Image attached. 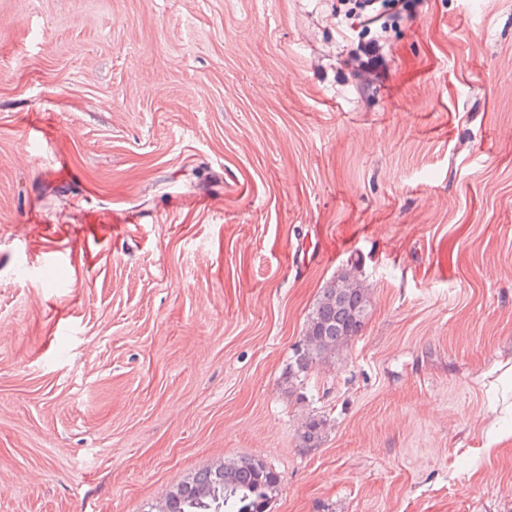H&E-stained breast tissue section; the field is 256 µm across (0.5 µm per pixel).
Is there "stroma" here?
I'll return each instance as SVG.
<instances>
[{"label":"stroma","instance_id":"stroma-1","mask_svg":"<svg viewBox=\"0 0 512 512\" xmlns=\"http://www.w3.org/2000/svg\"><path fill=\"white\" fill-rule=\"evenodd\" d=\"M357 257L362 331L295 375ZM507 359L512 0H0V512L244 458L268 512H512ZM406 3L403 0H354V7L348 12L349 16H356L359 23L370 25L388 14L400 11ZM354 9H357L358 12L354 13ZM496 372L499 374L496 377L498 385H495V388L500 393V402L494 408V412H497L498 415L495 416L494 423L486 435L484 448L487 451H490L505 438L512 436V427L506 429L501 424L503 420L508 421V417H510L512 425V364L508 360L496 363L490 373ZM324 421L317 417H308L298 431V438L303 447L314 448L319 445L324 437Z\"/></svg>","mask_w":512,"mask_h":512}]
</instances>
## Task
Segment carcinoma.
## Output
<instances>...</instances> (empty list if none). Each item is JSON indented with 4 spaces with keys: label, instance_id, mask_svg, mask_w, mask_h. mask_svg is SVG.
Returning a JSON list of instances; mask_svg holds the SVG:
<instances>
[{
    "label": "carcinoma",
    "instance_id": "carcinoma-1",
    "mask_svg": "<svg viewBox=\"0 0 512 512\" xmlns=\"http://www.w3.org/2000/svg\"><path fill=\"white\" fill-rule=\"evenodd\" d=\"M369 306L368 289L350 270L326 285L307 319L294 373L307 372L346 346L362 330ZM324 427L322 419L307 418L298 431L303 446L319 445ZM278 486V475L262 461H228L178 485L166 499V512H263L272 489Z\"/></svg>",
    "mask_w": 512,
    "mask_h": 512
}]
</instances>
